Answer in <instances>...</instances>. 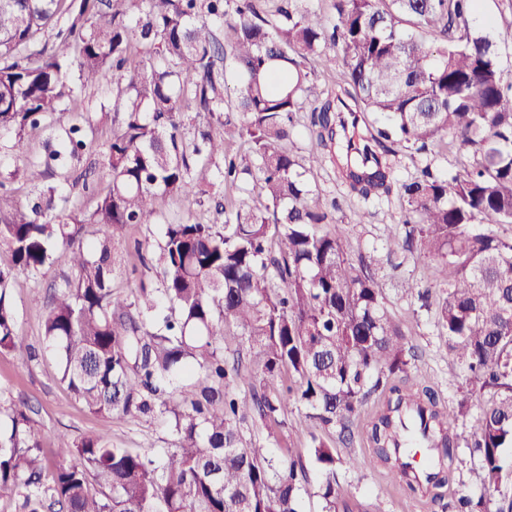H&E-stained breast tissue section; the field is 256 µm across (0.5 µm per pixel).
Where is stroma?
<instances>
[{
  "instance_id": "obj_1",
  "label": "stroma",
  "mask_w": 512,
  "mask_h": 512,
  "mask_svg": "<svg viewBox=\"0 0 512 512\" xmlns=\"http://www.w3.org/2000/svg\"><path fill=\"white\" fill-rule=\"evenodd\" d=\"M115 93L111 85L103 83L78 86L70 106L87 113L88 146L81 156L61 158L54 162L46 178L47 184L56 187L57 198L68 199L83 214L94 211L101 190L109 183V171L104 162L112 138V112ZM57 122L42 124L25 136L23 151L12 150L14 136L0 131V185L4 186L20 204L32 199L31 187L24 170L30 158L44 157L47 143L57 135ZM461 160L457 149L435 146L424 153L410 154L398 149L391 161L398 181L409 179L417 168L431 165L442 174L454 172ZM87 171V186L73 184L70 176L75 171ZM314 197L324 208L339 204L336 216L346 228L353 248L367 252L391 253V263L376 272V279L383 291L390 312L403 325L415 357L410 364L411 374L430 382L440 398V407L448 416V423L457 434L459 447L447 485L439 499L432 500L409 491L393 480L389 466L373 461V450L366 442L365 430L355 431L350 439H343L339 430L324 429L308 418L304 411L292 408L272 428L263 425L251 427L250 433L269 448L273 456L294 454L302 457L310 485H318L327 478L310 456L313 437L330 442L340 458L356 456L364 460L359 469L340 465L336 468V489L349 512H451L449 505L460 493L480 496L479 488L470 482V472L478 467L479 459L473 456V440L479 416V407H472L468 415L457 412V402L465 389L464 374L448 358L446 338L436 322L435 302L442 296L434 274L433 260L419 254L394 252V241L404 235L401 224L403 201L391 195L382 201L366 202L347 194L337 180L331 165L306 176ZM211 186L200 203H188L175 198L161 199L152 223L127 229L113 245L115 291L127 294L131 290L160 285L155 255L161 240L164 224L190 219L204 224H219L224 220L217 213L216 201L231 203L233 198L252 186L250 176L243 175L235 184L224 182V162L216 160L210 166ZM69 269L65 263L53 266L39 282H32L25 275H15L10 281V294L18 311V330L27 345L38 355L29 363H22L18 353L0 352V388L15 401L24 402L32 418L42 427L44 450H51L57 433L65 432L75 438L94 433L107 434L114 446L155 453L170 447L172 442L171 419L157 414L116 415L103 418L91 414L76 402L58 379L55 356L45 352L42 343V314L31 309L27 298L32 291L46 295L61 283Z\"/></svg>"
}]
</instances>
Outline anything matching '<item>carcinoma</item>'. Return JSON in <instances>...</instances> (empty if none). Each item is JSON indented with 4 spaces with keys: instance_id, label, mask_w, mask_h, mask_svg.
<instances>
[{
    "instance_id": "cac0c4a2",
    "label": "carcinoma",
    "mask_w": 512,
    "mask_h": 512,
    "mask_svg": "<svg viewBox=\"0 0 512 512\" xmlns=\"http://www.w3.org/2000/svg\"><path fill=\"white\" fill-rule=\"evenodd\" d=\"M131 2L0 0V130L15 133V148H24L27 130L67 111L73 69L85 85L110 81L116 89L105 154L111 181L90 215L57 207L55 189L43 185L53 162L86 149L81 112L59 126V149L27 165L37 201L22 206L0 191V248L10 256L0 267V352L25 349L8 291L14 273L37 280L65 257L72 274L49 296L30 298L44 311L43 343L60 363V382L95 415H172V446L151 457L115 448L104 434H58L50 468L35 421L0 391V415L10 420L0 430V500L21 498L23 512H302V458H275L246 442L242 424L276 423L295 406L346 437L373 396L386 401L368 440L395 471L407 464L392 448L391 413L411 400L427 414L426 429L441 444L438 468L427 487L406 486L440 497L457 440L431 386L405 393L394 383L410 379L411 347L377 286L381 257L352 253L339 228L318 230L335 220L309 199L302 176L328 162L365 200L399 186L402 248L436 260L446 288L437 324L466 376L458 413L480 404L472 448L483 497L459 495L455 512H512V498H494L512 481L502 456L512 447V237L477 229L512 224V79L478 24L479 0H334L330 30L295 8L297 0H281L274 16L254 0H144L137 27ZM59 15L67 27L58 36L73 42L72 55L35 49ZM222 21L221 43L212 25ZM418 32L437 40L428 46ZM139 45L160 66H130ZM338 54L343 83L312 100L316 150L303 163L285 143L310 93L304 64L318 57L333 65ZM228 55L240 81L234 98L222 66ZM184 105L224 130L187 142ZM237 136L249 151L226 153ZM444 138L470 155L466 165L450 176L426 165L396 184L394 145L421 153ZM217 157L224 180L247 174L252 189L221 225H165L161 287L142 286L133 299L114 291L115 236L152 223L161 196L206 193ZM89 224L101 236L85 244ZM227 328L260 350V370L224 360ZM283 373L296 385L268 392ZM311 457L332 476L317 492L322 512H340L336 464L353 468L357 459H340L316 436Z\"/></svg>"
}]
</instances>
